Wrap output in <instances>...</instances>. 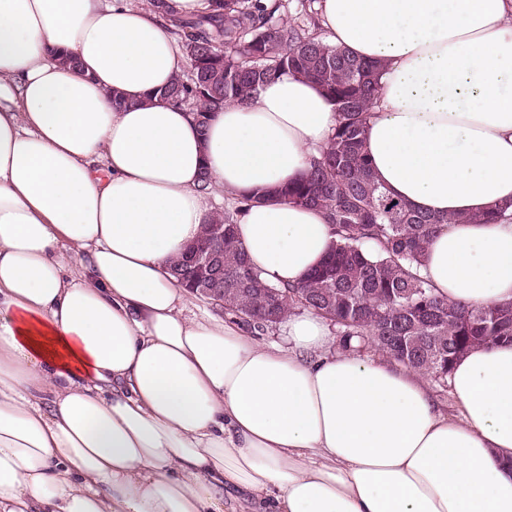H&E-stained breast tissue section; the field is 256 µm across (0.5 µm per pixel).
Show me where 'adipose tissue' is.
<instances>
[{"label":"adipose tissue","mask_w":512,"mask_h":512,"mask_svg":"<svg viewBox=\"0 0 512 512\" xmlns=\"http://www.w3.org/2000/svg\"><path fill=\"white\" fill-rule=\"evenodd\" d=\"M213 9L0 0V512H512V343L456 362L448 414L403 365L324 353L319 315H289L283 348L185 315L168 265L214 200L279 287L334 241L323 211L273 194L334 132L316 83L278 75L204 131L160 99L184 61L174 20ZM321 17L386 64L364 149L390 193L444 217L512 202V0ZM420 273L453 302H512V223L444 225Z\"/></svg>","instance_id":"ef3b65f1"}]
</instances>
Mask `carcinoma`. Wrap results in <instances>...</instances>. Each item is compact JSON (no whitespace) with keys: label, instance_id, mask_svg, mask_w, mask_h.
I'll list each match as a JSON object with an SVG mask.
<instances>
[{"label":"carcinoma","instance_id":"carcinoma-1","mask_svg":"<svg viewBox=\"0 0 512 512\" xmlns=\"http://www.w3.org/2000/svg\"><path fill=\"white\" fill-rule=\"evenodd\" d=\"M218 13L175 22L188 72L163 96L199 107L206 129L226 105H252L259 87L278 74L317 83L336 106V128L306 175L277 190L291 202L324 211L334 247L301 285L279 288L251 268L234 235L235 212L224 225V314L253 329L296 310L336 325L345 351L378 352L436 381H447L472 348L512 342V303L468 308L450 303L417 274L425 245L440 224L512 220L509 206L483 214L437 217L393 197L363 154L367 112L382 64L323 40L320 14L287 20L284 0H215Z\"/></svg>","mask_w":512,"mask_h":512}]
</instances>
